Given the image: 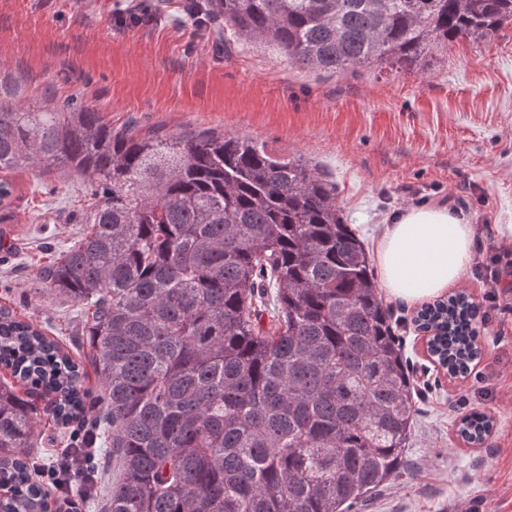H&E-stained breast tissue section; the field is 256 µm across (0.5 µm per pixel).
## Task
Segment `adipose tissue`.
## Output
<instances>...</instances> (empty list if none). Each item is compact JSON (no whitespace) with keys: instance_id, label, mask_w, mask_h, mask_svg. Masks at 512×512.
<instances>
[{"instance_id":"ef3b65f1","label":"adipose tissue","mask_w":512,"mask_h":512,"mask_svg":"<svg viewBox=\"0 0 512 512\" xmlns=\"http://www.w3.org/2000/svg\"><path fill=\"white\" fill-rule=\"evenodd\" d=\"M472 227L445 208H411L394 217L377 248L387 292L416 300L456 284L472 259Z\"/></svg>"}]
</instances>
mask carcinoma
I'll list each match as a JSON object with an SVG mask.
<instances>
[{"mask_svg":"<svg viewBox=\"0 0 512 512\" xmlns=\"http://www.w3.org/2000/svg\"><path fill=\"white\" fill-rule=\"evenodd\" d=\"M224 31L302 69H403L436 42L490 40L512 0H212ZM87 182L90 230L39 273L87 314L74 361L0 308V364L53 397L67 435L35 451L37 406L0 383V512H42L31 473L98 512H349L404 466L415 387L364 242L336 184L249 137L112 130L70 99L0 95V206L10 177ZM464 294L415 322L440 361L478 357ZM90 367L94 392L78 387ZM492 419L466 417L481 443ZM72 456L85 460L72 472Z\"/></svg>","mask_w":512,"mask_h":512,"instance_id":"1","label":"carcinoma"}]
</instances>
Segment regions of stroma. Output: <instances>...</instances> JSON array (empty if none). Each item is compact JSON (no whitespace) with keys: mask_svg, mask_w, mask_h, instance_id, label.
I'll return each instance as SVG.
<instances>
[{"mask_svg":"<svg viewBox=\"0 0 512 512\" xmlns=\"http://www.w3.org/2000/svg\"><path fill=\"white\" fill-rule=\"evenodd\" d=\"M149 19L117 16L123 0H0V82L22 100L52 94L100 111L114 130L214 128L303 160L335 182L344 221L376 253L392 215L445 207L474 230L473 257L512 232V21L487 42L432 45L410 70L375 66L334 75L296 68L239 39L221 47L222 18L184 0H151ZM34 168L0 222L18 249L0 264V307L44 322L60 342L80 335L76 302L41 291L37 273L87 232L70 223L90 196L78 177L42 189ZM458 292L479 307L481 355L462 378L428 355L417 305L383 295L418 388L416 426L399 476L356 512H512V294L465 271ZM491 416L484 443L458 433L467 414Z\"/></svg>","mask_w":512,"mask_h":512,"instance_id":"stroma-1","label":"stroma"}]
</instances>
